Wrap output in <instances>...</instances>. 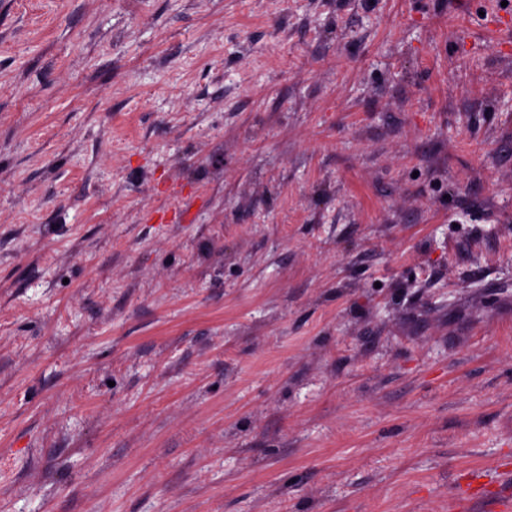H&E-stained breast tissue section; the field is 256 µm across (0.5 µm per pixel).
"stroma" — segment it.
Wrapping results in <instances>:
<instances>
[{
	"label": "stroma",
	"instance_id": "35a3bbf8",
	"mask_svg": "<svg viewBox=\"0 0 512 512\" xmlns=\"http://www.w3.org/2000/svg\"><path fill=\"white\" fill-rule=\"evenodd\" d=\"M512 0H0V512H450L512 463Z\"/></svg>",
	"mask_w": 512,
	"mask_h": 512
}]
</instances>
